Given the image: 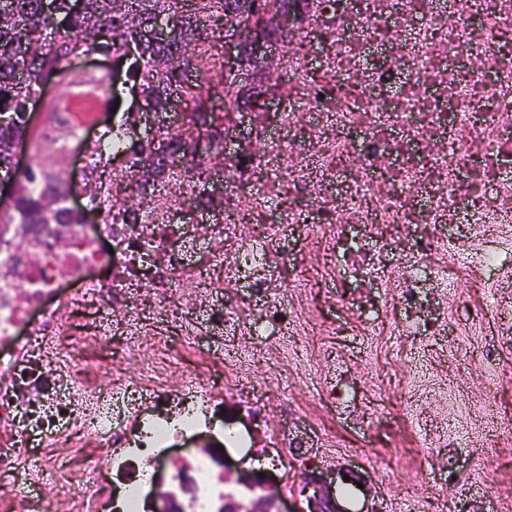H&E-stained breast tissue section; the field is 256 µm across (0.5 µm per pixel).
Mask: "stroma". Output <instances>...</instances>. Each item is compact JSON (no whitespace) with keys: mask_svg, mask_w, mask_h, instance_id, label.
<instances>
[{"mask_svg":"<svg viewBox=\"0 0 512 512\" xmlns=\"http://www.w3.org/2000/svg\"><path fill=\"white\" fill-rule=\"evenodd\" d=\"M320 318L327 306H320ZM448 317L456 324L454 336L430 345L416 336L394 338L388 325L376 336L351 332L343 338L324 335L319 320L308 335L289 338V347L312 355V375L324 378L327 369L317 349L342 345L345 369L357 381L378 386L382 395L373 406L378 418L401 411L399 393L409 376H416L412 393L421 423L432 430L449 424L463 427L476 422L481 429L477 442L457 452V467H449L446 455L416 445L413 431L392 438L367 439L356 456L348 451L356 438L349 427L336 428V445L324 449V462L312 463L313 471L326 473L330 458L342 457L343 467L364 476L366 484L337 481L335 494L348 512H400L421 501L425 512H469V502L448 488V475L457 481L488 480L483 512H512V345L504 346L497 369L501 374L491 405H484L487 392L482 351L512 327V288H496L491 282L471 280L464 285L448 283Z\"/></svg>","mask_w":512,"mask_h":512,"instance_id":"obj_1","label":"stroma"}]
</instances>
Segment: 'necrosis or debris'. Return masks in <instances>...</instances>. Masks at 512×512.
<instances>
[{
	"mask_svg": "<svg viewBox=\"0 0 512 512\" xmlns=\"http://www.w3.org/2000/svg\"><path fill=\"white\" fill-rule=\"evenodd\" d=\"M261 100L224 115L222 165L205 129L194 161L159 183L136 222L121 204L137 169L88 152L111 213L90 224H16L0 211V512H280L224 466L251 448L267 468L333 446L348 402L330 382L247 380L308 333L313 279L365 335H448V255L512 272V0H290ZM302 250L340 251L309 271ZM304 387L306 408L294 395ZM281 421L269 428L265 400ZM247 430L226 437L224 408Z\"/></svg>",
	"mask_w": 512,
	"mask_h": 512,
	"instance_id": "necrosis-or-debris-1",
	"label": "necrosis or debris"
}]
</instances>
